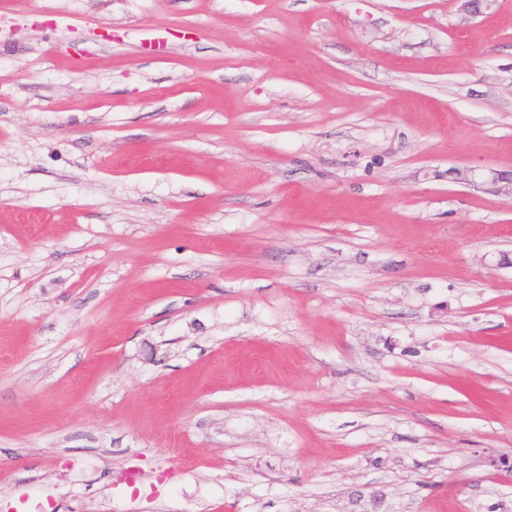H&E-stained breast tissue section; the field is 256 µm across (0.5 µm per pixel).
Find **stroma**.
Instances as JSON below:
<instances>
[{
  "mask_svg": "<svg viewBox=\"0 0 512 512\" xmlns=\"http://www.w3.org/2000/svg\"><path fill=\"white\" fill-rule=\"evenodd\" d=\"M511 174L512 0H0V512H512Z\"/></svg>",
  "mask_w": 512,
  "mask_h": 512,
  "instance_id": "1",
  "label": "stroma"
}]
</instances>
